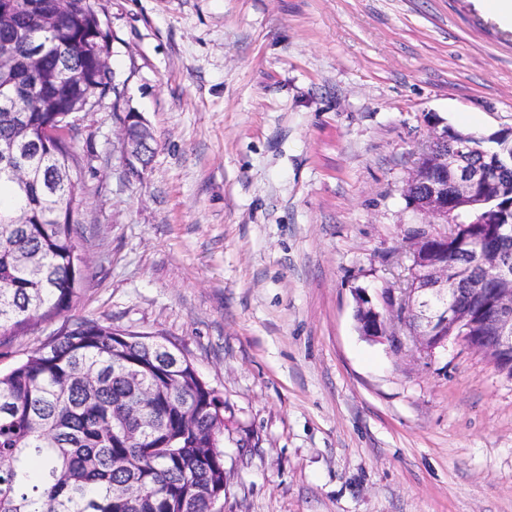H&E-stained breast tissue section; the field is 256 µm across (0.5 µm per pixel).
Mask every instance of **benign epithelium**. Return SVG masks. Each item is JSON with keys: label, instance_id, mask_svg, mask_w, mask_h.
Listing matches in <instances>:
<instances>
[{"label": "benign epithelium", "instance_id": "1", "mask_svg": "<svg viewBox=\"0 0 512 512\" xmlns=\"http://www.w3.org/2000/svg\"><path fill=\"white\" fill-rule=\"evenodd\" d=\"M93 105H58L55 112L68 113L69 123L47 128L44 140L69 138L76 122L75 113L90 112ZM144 128L145 118L133 112L122 122L126 151L124 161L131 171L143 163L144 147L149 140H133L129 124ZM474 145L466 137L448 139L442 130L432 133L420 156L426 164L415 163L404 188L410 208L429 218L418 226V233L407 239L411 264L410 288H386L377 296L364 289L355 293V319L362 336L388 345L397 355L432 359L436 350L453 339L480 354L498 371L512 378V254L505 241L512 237V226L492 231V240L482 249L478 264L479 285L449 277L448 235L431 230L435 224H449L448 211L468 203L474 186L487 178L489 169L512 172V146L497 152L491 167L470 161ZM0 170L26 182V164L22 151L7 148L0 155ZM489 323L493 335L478 331Z\"/></svg>", "mask_w": 512, "mask_h": 512}]
</instances>
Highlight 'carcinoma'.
Listing matches in <instances>:
<instances>
[{"label":"carcinoma","mask_w":512,"mask_h":512,"mask_svg":"<svg viewBox=\"0 0 512 512\" xmlns=\"http://www.w3.org/2000/svg\"><path fill=\"white\" fill-rule=\"evenodd\" d=\"M30 0H0L10 24L0 40L15 60L32 39L45 44L52 93L89 90L97 60L86 30L89 0H68L67 17L48 31ZM0 98V142H23L62 121L42 111L38 84ZM79 157L70 142L36 147L25 189L0 175V348L13 336L68 311L85 265L78 263L75 213L82 203ZM460 212L473 240L489 224L512 221V173H491ZM474 255L448 250L459 273ZM224 398L186 356L134 331L82 319L61 329L0 375V512H211L224 496ZM139 489L132 500L119 485Z\"/></svg>","instance_id":"1"}]
</instances>
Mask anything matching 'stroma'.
Listing matches in <instances>:
<instances>
[{
  "instance_id": "1",
  "label": "stroma",
  "mask_w": 512,
  "mask_h": 512,
  "mask_svg": "<svg viewBox=\"0 0 512 512\" xmlns=\"http://www.w3.org/2000/svg\"><path fill=\"white\" fill-rule=\"evenodd\" d=\"M122 96L77 116L86 277L4 372L94 319L176 346L224 397L219 512H512V378L360 335L401 287L433 125L512 127V24L479 0H92ZM154 137L130 174L120 118Z\"/></svg>"
}]
</instances>
